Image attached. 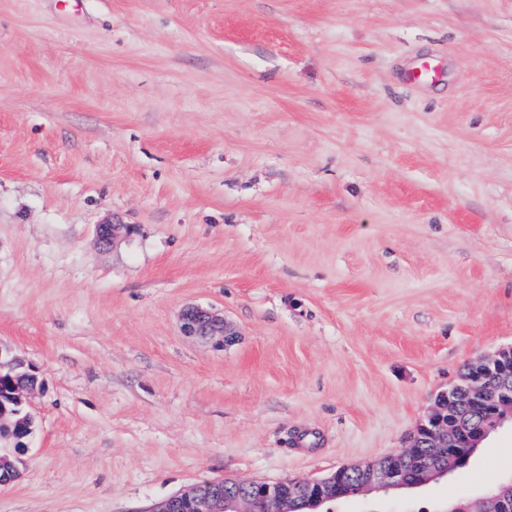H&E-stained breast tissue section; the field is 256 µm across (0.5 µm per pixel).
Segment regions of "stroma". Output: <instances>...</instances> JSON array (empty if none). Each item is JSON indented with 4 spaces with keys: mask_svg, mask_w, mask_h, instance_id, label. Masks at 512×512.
<instances>
[{
    "mask_svg": "<svg viewBox=\"0 0 512 512\" xmlns=\"http://www.w3.org/2000/svg\"><path fill=\"white\" fill-rule=\"evenodd\" d=\"M190 305L236 342L185 335ZM510 345L512 0H0V348L38 377L0 512L376 460ZM510 478L506 423L330 509Z\"/></svg>",
    "mask_w": 512,
    "mask_h": 512,
    "instance_id": "obj_1",
    "label": "stroma"
}]
</instances>
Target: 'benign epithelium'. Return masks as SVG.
Here are the masks:
<instances>
[{
  "label": "benign epithelium",
  "instance_id": "1",
  "mask_svg": "<svg viewBox=\"0 0 512 512\" xmlns=\"http://www.w3.org/2000/svg\"><path fill=\"white\" fill-rule=\"evenodd\" d=\"M126 224L98 226V244L106 247L121 237L129 236ZM183 330L217 345H228L236 332L224 317L210 309L190 307L183 313ZM30 370L21 357L0 348V429L3 435L24 447L34 416L30 397L34 389L12 387L14 373ZM506 420H512V347L469 364L456 383L440 392L431 412L418 424L409 444L383 458L364 464L337 469L331 475L315 480L285 479L275 483L236 482L237 490H224V481H201L160 502L148 512H175L179 506L190 512H298L306 507L312 512L340 498L337 493L338 473H353L361 492H389L429 483L448 473L438 459L455 457L458 448H476L490 431ZM414 462L417 476L404 479V467ZM19 479L18 468L7 454H0V486ZM494 512H512V487L487 499Z\"/></svg>",
  "mask_w": 512,
  "mask_h": 512
}]
</instances>
